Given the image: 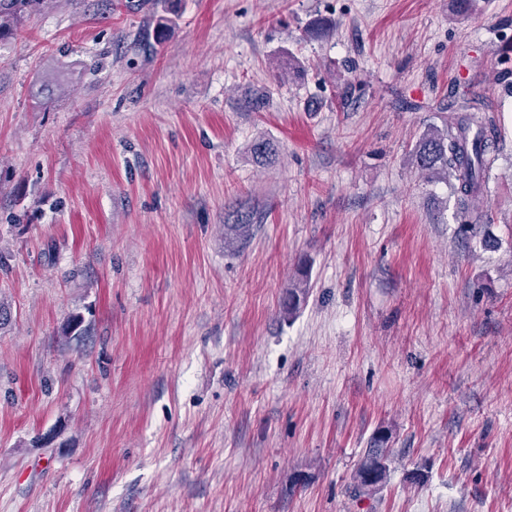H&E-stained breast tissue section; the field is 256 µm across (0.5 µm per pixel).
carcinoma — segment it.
I'll use <instances>...</instances> for the list:
<instances>
[{"label": "carcinoma", "instance_id": "obj_1", "mask_svg": "<svg viewBox=\"0 0 512 512\" xmlns=\"http://www.w3.org/2000/svg\"><path fill=\"white\" fill-rule=\"evenodd\" d=\"M41 0H0V33L11 31L18 20L39 7ZM474 100H465L457 105L456 112L442 128L434 125L416 141L410 151L409 162L428 182L440 176L454 177L455 191L463 209L479 213L485 180L498 159L501 139L498 121L493 115H478L473 112ZM251 154L258 162L272 156L270 140L258 138L250 147ZM254 213L238 205L224 215V239L241 241L252 235ZM306 282L300 280L288 289V311L300 305L307 294ZM387 441L379 437L360 460L353 480L361 496L378 493L387 480L389 449Z\"/></svg>", "mask_w": 512, "mask_h": 512}]
</instances>
